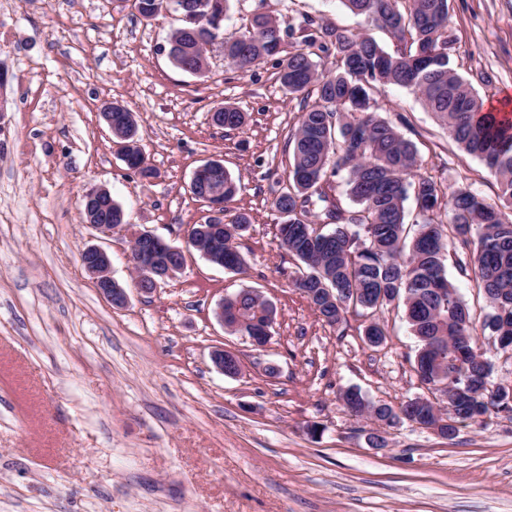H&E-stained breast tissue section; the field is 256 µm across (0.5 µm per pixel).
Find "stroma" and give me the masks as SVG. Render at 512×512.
I'll use <instances>...</instances> for the list:
<instances>
[{"label":"stroma","instance_id":"obj_1","mask_svg":"<svg viewBox=\"0 0 512 512\" xmlns=\"http://www.w3.org/2000/svg\"><path fill=\"white\" fill-rule=\"evenodd\" d=\"M259 9L397 48L341 0H232L225 35ZM448 21L457 72L483 104L512 105V0H448ZM180 25L171 10L142 19L134 0H0V512H512V412L461 424L452 440L404 422L387 447L368 445L371 423L347 411L345 390L395 407L428 393L404 309L379 313L386 340L371 348L360 312L328 325L292 287L297 263L271 203L302 101L272 63L243 74L218 49L205 77L180 71L168 56ZM374 99L440 185V219L461 178L498 203L495 178L414 93L391 86ZM110 102L134 114L155 178L118 156L101 117ZM225 104L248 112L243 128L211 122ZM212 158L241 184L230 212L251 217L241 273L186 243L209 211L189 182ZM93 185L128 223L183 249L174 279L139 288L129 237L85 222ZM89 244L111 255L126 306L98 294L80 261ZM243 289L277 306L265 346L215 317ZM218 347L238 357V376L216 369Z\"/></svg>","mask_w":512,"mask_h":512}]
</instances>
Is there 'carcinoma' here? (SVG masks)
<instances>
[{
	"label": "carcinoma",
	"mask_w": 512,
	"mask_h": 512,
	"mask_svg": "<svg viewBox=\"0 0 512 512\" xmlns=\"http://www.w3.org/2000/svg\"><path fill=\"white\" fill-rule=\"evenodd\" d=\"M405 2L399 9L398 2ZM231 0H172L183 25L170 40L179 44L172 63L202 77L208 66L207 46L221 32L210 33L211 18H227ZM355 15L387 31L400 44L389 53L369 36H355L304 17L283 28L278 18L256 12L250 27L221 43L224 60L247 72L264 60L280 69L282 87L291 96L316 91L317 101L305 104L293 136V162L286 185L272 202L279 214L280 246L298 263L300 290L330 326L345 319L351 308L370 318L365 326L381 346L386 332L377 314L401 304L413 335L419 339L414 370L421 383L444 391L447 412L437 413L430 399L418 397L395 409L365 401L357 390L342 394L350 412H365L391 425L403 417L425 426L441 422L438 431L453 439L458 424L478 421L499 411H512V393L489 388L491 370L478 348L479 336L466 303L447 277L448 254L443 223L435 214L440 187L419 173L418 150L371 105L370 92L390 85L417 93L456 143L478 158L497 181L503 208H512V124L482 111L474 90L453 65L454 41L448 40V0H342ZM163 0H135L144 19L160 11ZM300 32L301 43L316 47L318 59L301 50L285 51L281 38ZM359 113L357 122L350 114ZM247 114L232 105L216 108L213 121L230 130L242 128ZM112 136L137 150L138 126L132 113ZM343 176L346 194L358 206L350 210L330 194V178ZM414 198L420 221L406 224L405 203ZM323 204V213L315 212ZM448 229L456 239L458 272L474 273L489 309L483 325L500 337L501 348L512 346V218L487 205L468 183L448 196ZM99 221L126 223L117 203L96 206ZM332 226L328 232L323 231ZM250 219L238 213L216 227L194 224V245L220 252L224 269L240 273L246 259L237 240ZM277 309L253 290L224 297V320L233 333L252 336L265 323H275Z\"/></svg>",
	"instance_id": "obj_1"
}]
</instances>
